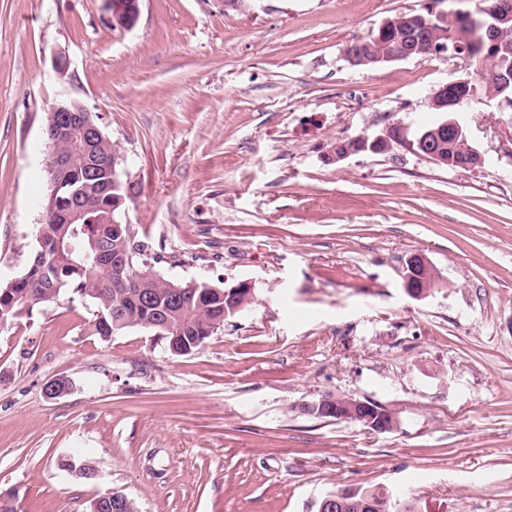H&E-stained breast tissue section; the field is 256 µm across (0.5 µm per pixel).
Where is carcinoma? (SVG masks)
I'll return each instance as SVG.
<instances>
[{"instance_id":"carcinoma-1","label":"carcinoma","mask_w":512,"mask_h":512,"mask_svg":"<svg viewBox=\"0 0 512 512\" xmlns=\"http://www.w3.org/2000/svg\"><path fill=\"white\" fill-rule=\"evenodd\" d=\"M499 0H482L475 17L483 25L498 24L496 8ZM430 17L428 7L401 13L391 18L383 32L353 39L344 49L361 58L358 67L380 65L378 57L412 51V57L431 54L433 42H445L453 48V41L444 33H457L469 40L468 56L463 59L472 78L471 85L481 96L497 93L504 101H512V72L509 79H489L486 62L494 56L507 55L512 60V25L503 26L504 51L491 44L488 38L472 37L465 17L458 15L433 29L424 27ZM442 165L460 168L465 153L459 143L443 142ZM60 150L71 158L69 172L61 180V187L47 195L43 202L46 213L41 225L43 243L37 244L24 272L15 279L0 283V320L12 325L33 314L39 307L57 302L61 297L85 299L94 306L93 331L107 340L130 328L156 333L164 338L166 346H174L176 356L189 355L199 350L224 322L238 316L252 302L247 291L225 294L226 288L212 287L206 281L191 286L168 279L149 262L145 245L136 239L131 225L123 222L120 230H112V217L120 216L131 199L130 185L124 180L119 166L112 165L116 146L101 133L86 139L79 149L64 141ZM87 203L78 223L67 219L75 208ZM100 246L108 256L134 253L136 274L125 284L118 281L107 284L102 271L94 265V246ZM45 253L47 262L37 259V252ZM65 466L83 479L95 472L85 458L72 457ZM344 512H412L407 502L393 492L381 489L353 490L345 497ZM89 512H139L136 502L121 491H107L100 495Z\"/></svg>"}]
</instances>
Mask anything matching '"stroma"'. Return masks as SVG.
Listing matches in <instances>:
<instances>
[{
  "label": "stroma",
  "mask_w": 512,
  "mask_h": 512,
  "mask_svg": "<svg viewBox=\"0 0 512 512\" xmlns=\"http://www.w3.org/2000/svg\"><path fill=\"white\" fill-rule=\"evenodd\" d=\"M480 0H0V282L19 276L47 195L46 113L77 102L119 150L124 218L177 281L253 302L171 355L136 328L102 340L92 304L0 329V493L14 512H88L110 488L140 512H317L384 486L414 512H512V111L462 114L485 162L395 144L337 160V141L438 120L465 70L443 53L375 68L343 50L384 20ZM66 57V71L55 67ZM443 284L414 297L405 262ZM58 375L74 389L51 399ZM370 399L396 429L302 414ZM89 459L95 480L62 471ZM467 75L466 73L465 78L440 84L432 91L430 101L442 98L451 103V106L455 107L456 110H462L468 106L471 99L475 98L476 95L475 92L471 96H463L461 93V85H466L469 82ZM339 401H342L339 403ZM319 407L324 410L325 415H337L340 418L336 420H344V421H350L345 420V416L342 414L344 412L351 414L354 416L355 420H357V414L356 409L360 407L363 411H366V405L363 404L360 400H354V398L351 397H332L331 399L328 397V395L322 396L320 400L313 403H304L301 407V410L304 412L303 407Z\"/></svg>",
  "instance_id": "obj_1"
}]
</instances>
